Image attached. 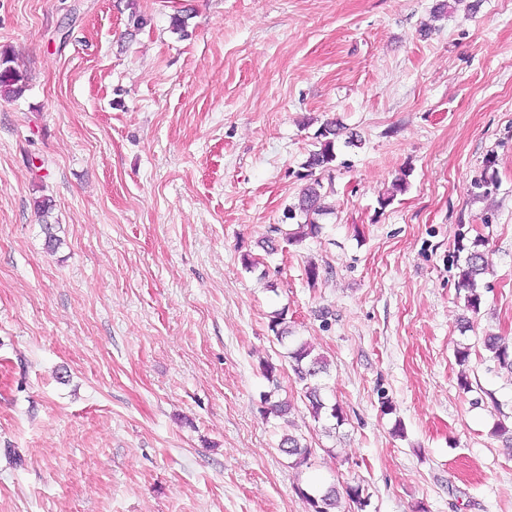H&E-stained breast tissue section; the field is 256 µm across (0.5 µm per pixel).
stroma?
Returning <instances> with one entry per match:
<instances>
[{"label":"stroma","mask_w":512,"mask_h":512,"mask_svg":"<svg viewBox=\"0 0 512 512\" xmlns=\"http://www.w3.org/2000/svg\"><path fill=\"white\" fill-rule=\"evenodd\" d=\"M1 48L27 87L0 98V512H306L310 483L361 484L369 512H512V375L483 348L512 340V0H0ZM332 119L358 143L320 175L321 231L265 255ZM465 225L489 257L467 329ZM282 310L329 362L336 436L268 329ZM280 447L288 456L294 458V466L308 467V465H311L313 449L302 435H284L281 439Z\"/></svg>","instance_id":"obj_1"}]
</instances>
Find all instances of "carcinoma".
<instances>
[{
    "instance_id": "cac0c4a2",
    "label": "carcinoma",
    "mask_w": 512,
    "mask_h": 512,
    "mask_svg": "<svg viewBox=\"0 0 512 512\" xmlns=\"http://www.w3.org/2000/svg\"><path fill=\"white\" fill-rule=\"evenodd\" d=\"M13 56L7 49L0 50V97L7 99L18 96L25 87V78L12 66ZM344 126L337 121H327L316 132L319 149L311 152L305 167L308 170L326 171L331 169V164L336 160L335 144L343 135ZM326 194L323 193L322 182L315 178L305 185L299 194L297 204L288 209V218L293 219L298 215L304 217V222L298 224V231L288 232L280 226L272 228V232L283 236L284 239L297 243L307 237L315 236L320 231V225L316 224L314 217L323 214L330 209L325 202ZM467 233L461 232L457 240V252L466 253L461 263H456L458 269L457 288L465 291V308L476 314L480 310L483 294L478 288V281L485 274L488 267V257L483 246L485 241L480 237L473 238L470 244H465ZM268 329L273 333L278 342L288 338V325L286 313L281 311L273 315L268 323ZM484 348L489 352V360L512 374V341L501 336H487L483 341ZM288 358L296 381L302 384L304 397L308 401V410L314 422L330 421L332 425L328 430L341 427L347 418L342 407L337 404H329L321 395V387L318 383L319 376L327 371L326 359L313 354V348L306 342L296 344L288 351ZM274 392L269 391L261 395L262 413L284 417L290 412V405L286 401L273 400ZM280 447L283 452L293 458L294 466L303 467L311 464L313 449L307 440L299 435L288 434L282 437ZM297 495L304 500L308 512H338L340 500L345 498L352 503L357 512H366L369 506L363 495L360 484H348L343 490L330 485L322 490L296 488Z\"/></svg>"
}]
</instances>
